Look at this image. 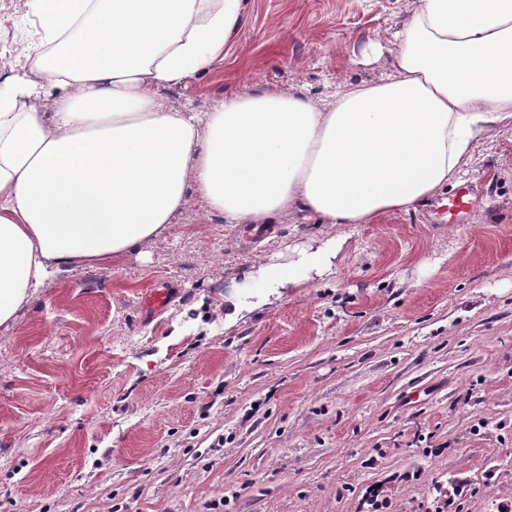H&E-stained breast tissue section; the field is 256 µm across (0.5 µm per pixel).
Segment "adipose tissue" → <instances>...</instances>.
I'll return each mask as SVG.
<instances>
[{
    "mask_svg": "<svg viewBox=\"0 0 512 512\" xmlns=\"http://www.w3.org/2000/svg\"><path fill=\"white\" fill-rule=\"evenodd\" d=\"M246 0H30L27 67L0 83V326L73 264L143 250L194 187L228 224L287 210L371 224L438 198L512 127V0H416L391 72L327 105L263 89L200 114L159 88L224 56ZM328 237L269 281L330 269Z\"/></svg>",
    "mask_w": 512,
    "mask_h": 512,
    "instance_id": "ef3b65f1",
    "label": "adipose tissue"
}]
</instances>
